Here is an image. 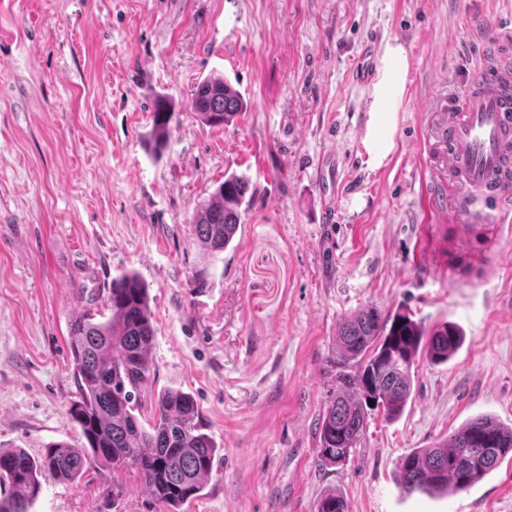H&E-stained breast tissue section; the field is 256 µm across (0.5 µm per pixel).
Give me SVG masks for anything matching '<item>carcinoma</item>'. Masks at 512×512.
Masks as SVG:
<instances>
[{
  "label": "carcinoma",
  "instance_id": "obj_1",
  "mask_svg": "<svg viewBox=\"0 0 512 512\" xmlns=\"http://www.w3.org/2000/svg\"><path fill=\"white\" fill-rule=\"evenodd\" d=\"M248 102L222 76L201 81L192 94V110L207 125L218 127L247 109ZM171 112L156 102L153 128L145 141L159 155L169 137ZM249 181L236 174L224 178L209 200L197 205L189 224L198 247L208 254L224 251L240 227L241 207ZM110 310L101 321L87 312L69 327L76 400L69 413L86 445L55 443L40 456L22 448H0V512H29L53 479L72 483L92 465L112 471L133 469L165 512H183L199 496L203 479L216 458V445L202 432L197 404L182 390L159 394L149 426L135 415L134 391L151 374L149 353L154 326L145 283L133 272L112 279L106 296ZM464 341L462 330L444 324L431 331L401 310L382 314L367 306L340 323L336 334V395L328 402L317 428V456L323 465L350 461L366 432L369 411L380 409L399 419L413 393L414 367L451 360ZM512 453V426L489 415H477L433 448H416L402 456L396 469L401 495L431 498L464 491L491 474ZM318 512H346L342 496L330 492Z\"/></svg>",
  "mask_w": 512,
  "mask_h": 512
}]
</instances>
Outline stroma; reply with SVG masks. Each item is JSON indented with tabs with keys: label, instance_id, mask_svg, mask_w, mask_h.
<instances>
[{
	"label": "stroma",
	"instance_id": "obj_1",
	"mask_svg": "<svg viewBox=\"0 0 512 512\" xmlns=\"http://www.w3.org/2000/svg\"><path fill=\"white\" fill-rule=\"evenodd\" d=\"M509 25L512 0H0V448L83 445L70 323L106 317L112 279L134 272L155 329L138 410L191 393L220 451L184 512H317L330 490L347 512H512V460L441 498L395 483L399 458L471 417L512 426V219L463 245L421 191L424 113ZM369 40L405 64L365 84ZM213 75L249 102L221 127L191 109ZM160 96L157 158L143 142ZM228 173L252 193L235 242L208 255L188 219ZM368 305L456 323L465 343L420 360L401 418L370 416L353 459L324 466L336 332ZM31 512L162 507L138 474L101 467L45 482ZM171 113L166 100L160 98L155 105L152 131L145 141L146 150L154 155L161 154L167 146Z\"/></svg>",
	"mask_w": 512,
	"mask_h": 512
}]
</instances>
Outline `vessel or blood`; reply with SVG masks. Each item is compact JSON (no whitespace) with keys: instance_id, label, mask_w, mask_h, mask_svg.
Instances as JSON below:
<instances>
[{"instance_id":"vessel-or-blood-1","label":"vessel or blood","mask_w":512,"mask_h":512,"mask_svg":"<svg viewBox=\"0 0 512 512\" xmlns=\"http://www.w3.org/2000/svg\"><path fill=\"white\" fill-rule=\"evenodd\" d=\"M460 98V104L444 102L428 113L426 125L435 150L429 204L444 211L438 185L450 179L460 184L456 209L465 220L457 237L465 243L478 226L499 223L512 211V69L487 53Z\"/></svg>"}]
</instances>
